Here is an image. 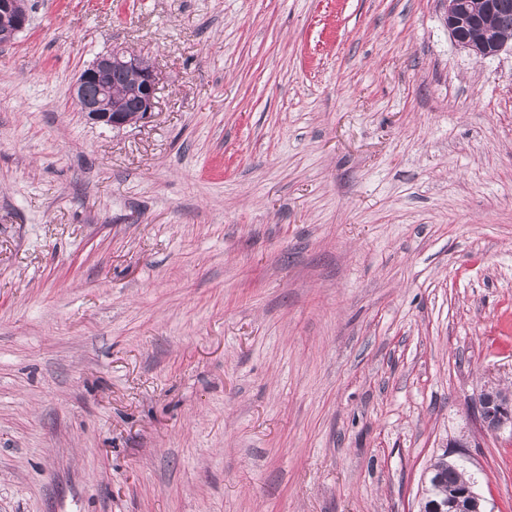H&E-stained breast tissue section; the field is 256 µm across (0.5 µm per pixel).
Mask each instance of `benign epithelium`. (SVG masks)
I'll return each mask as SVG.
<instances>
[{"instance_id":"7a95c632","label":"benign epithelium","mask_w":512,"mask_h":512,"mask_svg":"<svg viewBox=\"0 0 512 512\" xmlns=\"http://www.w3.org/2000/svg\"><path fill=\"white\" fill-rule=\"evenodd\" d=\"M446 5L445 21L454 41L475 60L496 56L504 43L490 38L489 19L485 13L470 10V0H443ZM30 22L26 10L16 7L15 0H0V44L12 42ZM124 68L134 74L130 94L137 100L136 119L153 111L156 104L158 77L155 69L146 68L141 57L133 52L112 51L99 56L81 71L73 91V99L80 112L90 121L113 128L131 123L126 110L112 104V90L104 77L113 68ZM98 86L91 95L88 87ZM473 414L480 426L495 434L506 427L512 428V392L487 383L473 403ZM450 512H486L485 501L475 490V484L462 487L452 502Z\"/></svg>"}]
</instances>
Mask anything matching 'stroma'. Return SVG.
Wrapping results in <instances>:
<instances>
[{
	"instance_id": "1",
	"label": "stroma",
	"mask_w": 512,
	"mask_h": 512,
	"mask_svg": "<svg viewBox=\"0 0 512 512\" xmlns=\"http://www.w3.org/2000/svg\"><path fill=\"white\" fill-rule=\"evenodd\" d=\"M0 46V512H512V41L442 0H26ZM145 119L75 111L112 48ZM446 5L445 21L454 41L475 60L496 56L506 42L491 39L490 34L500 38L512 37V10L502 15L495 14L490 20L486 13L470 10L469 0H443ZM141 59L133 52L113 50L100 55L90 66L82 70L73 91V99L80 112L88 120L112 128L124 127L152 112L156 104L158 77L154 68H145L142 65ZM127 70L134 74L135 79L128 94V96L134 95L137 100V114L134 120L126 116V110L134 112L136 108V104L128 97H123L126 110L120 108V104L112 106V90L120 94L129 86ZM107 74L109 85L104 81ZM90 85L98 86L99 91L96 95H90L96 92L93 88L89 90L90 94L88 93L87 89ZM473 414L488 433L512 429V392L487 383L473 403ZM442 456L431 465L428 496L440 502H449L458 492L448 512H486L485 501L475 490L476 483L462 487L464 483L474 482L473 473H469L460 463H449L445 454Z\"/></svg>"
}]
</instances>
